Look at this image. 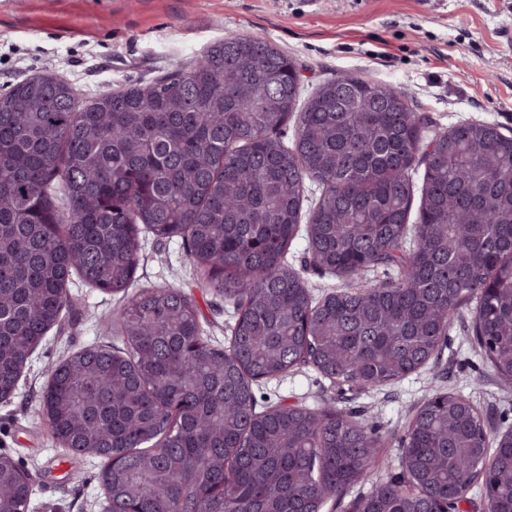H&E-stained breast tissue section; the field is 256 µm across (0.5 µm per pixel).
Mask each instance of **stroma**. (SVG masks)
Returning <instances> with one entry per match:
<instances>
[{
    "label": "stroma",
    "mask_w": 512,
    "mask_h": 512,
    "mask_svg": "<svg viewBox=\"0 0 512 512\" xmlns=\"http://www.w3.org/2000/svg\"><path fill=\"white\" fill-rule=\"evenodd\" d=\"M265 36L298 64L306 88L360 74L404 90L429 132L463 122L512 134V0H0V93L51 72L90 101L189 66L215 40ZM133 290L171 285L196 300L209 343L228 346L232 304L202 287L182 239L142 232ZM298 235L287 260L314 300L344 287L309 263ZM59 325L36 349L15 397L0 402V454L33 483L29 512H104L100 460L51 437L39 412L46 370L95 344L115 342L106 326L124 300L70 283ZM472 304L457 312L436 359L373 390L336 384L310 366L256 382L258 410L278 403L350 411L382 442L374 477L403 481L401 442L409 421L438 390L477 407L489 435L512 431V389H503L471 336Z\"/></svg>",
    "instance_id": "stroma-1"
}]
</instances>
